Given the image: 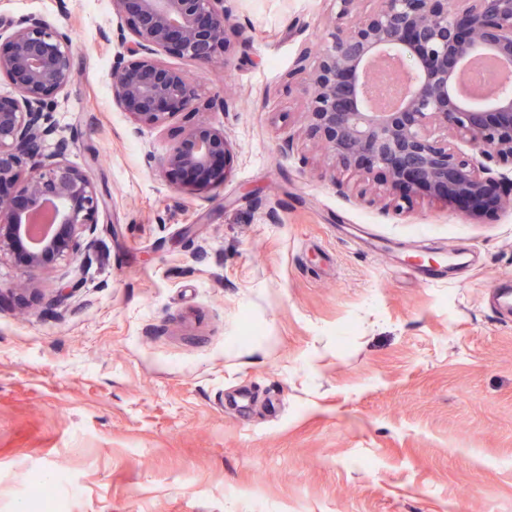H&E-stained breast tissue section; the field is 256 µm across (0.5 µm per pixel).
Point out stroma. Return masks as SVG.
Returning a JSON list of instances; mask_svg holds the SVG:
<instances>
[{"label":"stroma","instance_id":"stroma-1","mask_svg":"<svg viewBox=\"0 0 512 512\" xmlns=\"http://www.w3.org/2000/svg\"><path fill=\"white\" fill-rule=\"evenodd\" d=\"M227 63L161 54L193 111L112 103V0H0L72 35L68 161L102 192L90 265L0 301V512H512V204L383 211L304 135L333 0H226ZM223 189L156 163L198 121ZM65 289L63 301L51 291Z\"/></svg>","mask_w":512,"mask_h":512}]
</instances>
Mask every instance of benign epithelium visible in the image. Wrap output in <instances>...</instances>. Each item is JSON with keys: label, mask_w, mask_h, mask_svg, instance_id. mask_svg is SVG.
Masks as SVG:
<instances>
[{"label": "benign epithelium", "mask_w": 512, "mask_h": 512, "mask_svg": "<svg viewBox=\"0 0 512 512\" xmlns=\"http://www.w3.org/2000/svg\"><path fill=\"white\" fill-rule=\"evenodd\" d=\"M343 24L313 69L305 49L295 73L306 74L307 136L328 151L336 170L363 178L386 174L383 188L361 194L383 207L412 194L459 205L478 218L502 203L504 182L487 163L512 168V72L482 99L453 84L487 52L512 63V0H333ZM128 35L121 38L112 100L136 125L160 127L198 100L189 76L158 60L175 52L200 64L226 58L231 16L224 0H112ZM74 47L69 31L30 15L10 25L0 46V260L23 259L26 278L0 289L36 293L39 276L63 260L82 261L103 207L87 172L67 160L69 142L45 143L56 132L55 96L68 84ZM392 64L413 77L389 108L369 105L376 67ZM464 140L483 161L459 153ZM230 144L224 129L201 120L158 159L163 173L183 177L190 192L214 191L227 178Z\"/></svg>", "instance_id": "benign-epithelium-1"}]
</instances>
